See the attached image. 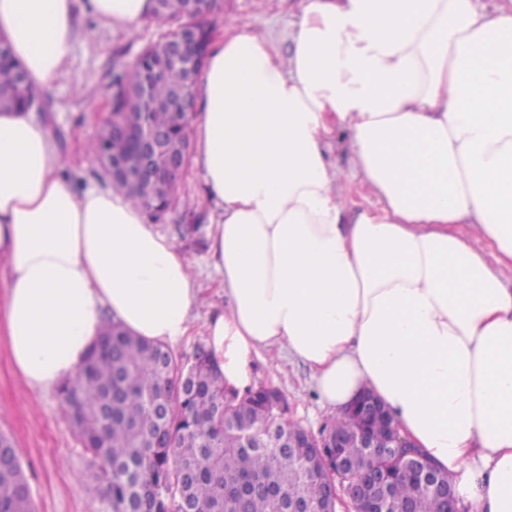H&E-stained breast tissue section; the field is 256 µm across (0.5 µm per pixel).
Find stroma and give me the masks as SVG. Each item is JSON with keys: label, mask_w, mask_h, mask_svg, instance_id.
Returning a JSON list of instances; mask_svg holds the SVG:
<instances>
[{"label": "stroma", "mask_w": 512, "mask_h": 512, "mask_svg": "<svg viewBox=\"0 0 512 512\" xmlns=\"http://www.w3.org/2000/svg\"><path fill=\"white\" fill-rule=\"evenodd\" d=\"M230 18L255 32L271 35L280 49H287L293 17L286 0H224L223 13L213 20L214 33L223 32ZM159 35L151 21L129 32L104 26L91 15H81L67 69L49 90V123L57 134L61 157L71 164L70 174L106 184L99 161L80 165L76 159L111 118L113 70L130 67L141 49ZM87 80L99 87L95 98H85L81 92ZM177 196V207L156 228L190 258L200 288L192 334L172 348L175 356L187 363L196 347L204 344V326L224 300L214 288L208 263L205 186L194 167H187L179 177ZM252 372L253 386H272L282 393L291 422L316 436L333 422V415L320 408L310 373L302 363L285 361L274 368L257 360ZM0 432L12 438L19 454L31 487L34 512H110L99 491L96 470L71 429L58 392L39 394L22 381L2 335Z\"/></svg>", "instance_id": "1"}]
</instances>
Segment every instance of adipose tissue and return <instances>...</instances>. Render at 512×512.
<instances>
[{
  "instance_id": "1",
  "label": "adipose tissue",
  "mask_w": 512,
  "mask_h": 512,
  "mask_svg": "<svg viewBox=\"0 0 512 512\" xmlns=\"http://www.w3.org/2000/svg\"><path fill=\"white\" fill-rule=\"evenodd\" d=\"M288 52L228 23L193 87L194 165L224 309L227 389L308 367L343 417L372 393L468 512H512V5L296 0ZM132 30L152 0H0L31 85L69 62L79 12ZM345 136L350 169L330 159ZM46 121L0 112V331L34 391L78 374L109 321L175 345L188 256L112 186L78 190ZM372 197L355 205L353 196Z\"/></svg>"
}]
</instances>
